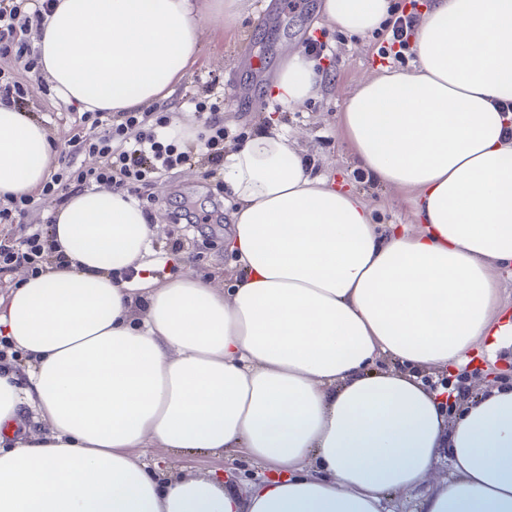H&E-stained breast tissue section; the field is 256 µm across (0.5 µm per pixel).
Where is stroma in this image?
Segmentation results:
<instances>
[{
	"instance_id": "35a3bbf8",
	"label": "stroma",
	"mask_w": 512,
	"mask_h": 512,
	"mask_svg": "<svg viewBox=\"0 0 512 512\" xmlns=\"http://www.w3.org/2000/svg\"><path fill=\"white\" fill-rule=\"evenodd\" d=\"M319 3L238 0L236 8L224 16L204 20L196 60L166 100L169 121L174 125L196 122L191 98L206 97L210 86H217L223 94L220 113L225 143L254 132L268 115H277L288 129L290 144L304 149L319 173L358 191L378 223H414L413 194L381 190L368 182L352 161L336 120L360 78L411 69L414 57L409 54L403 62L383 65L377 48L386 41L387 31L365 37L343 32L320 17ZM320 37L327 48L317 63L330 67L328 92L302 106L281 109L269 95V86L289 54L304 50L309 39ZM0 70L31 86V93L19 105L46 128L56 152H64L74 121L81 115L79 108L57 99L43 72L23 71L14 58L0 56ZM140 193L146 214L159 226L152 242L155 276H173L188 267L213 276L215 286L223 287L225 278L236 270L233 256L224 247L225 215L232 207L228 193L193 165L170 171L143 186ZM184 205L211 213L212 223L198 229L176 223L175 216ZM141 454L151 469H162L167 475L219 472L241 486L272 472L270 466L256 465L245 454L227 458L152 447L143 448Z\"/></svg>"
}]
</instances>
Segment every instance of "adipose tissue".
<instances>
[{"mask_svg":"<svg viewBox=\"0 0 512 512\" xmlns=\"http://www.w3.org/2000/svg\"><path fill=\"white\" fill-rule=\"evenodd\" d=\"M392 6L321 12L365 37ZM223 12L54 0L39 63L80 110L140 111ZM410 47L415 69L361 79L337 123L373 185L414 193L416 228L376 224L274 121L224 157L238 272L223 287L152 275L156 227L134 198L84 191L54 212L68 266L0 295V332L30 362L0 373V425H46L0 448V512H387L398 493L419 512H512V390L474 393L452 420L418 377L512 346L495 281L512 267V0H430ZM324 86L295 52L273 93L292 108ZM52 163L45 127L0 101V197L34 193ZM148 443L277 470L246 493L163 479L135 454Z\"/></svg>","mask_w":512,"mask_h":512,"instance_id":"adipose-tissue-1","label":"adipose tissue"}]
</instances>
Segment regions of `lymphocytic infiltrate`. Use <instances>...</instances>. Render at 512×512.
I'll return each instance as SVG.
<instances>
[{
  "instance_id": "obj_1",
  "label": "lymphocytic infiltrate",
  "mask_w": 512,
  "mask_h": 512,
  "mask_svg": "<svg viewBox=\"0 0 512 512\" xmlns=\"http://www.w3.org/2000/svg\"><path fill=\"white\" fill-rule=\"evenodd\" d=\"M52 0H0V54L14 55L24 69L37 68L39 57L26 39L33 25L41 23ZM203 129L201 153L182 148L168 132L165 116L150 112H86L82 127L68 141L59 170L46 181L42 197L63 204L70 193L95 185L137 193L140 186L171 170L198 161L205 177H216L224 168V124L217 106L198 102ZM96 157L93 167L78 165L80 155ZM34 199L8 196L0 203V224H24L21 236L0 235V273L24 268L31 275L45 272L53 260L47 228L28 224Z\"/></svg>"
}]
</instances>
